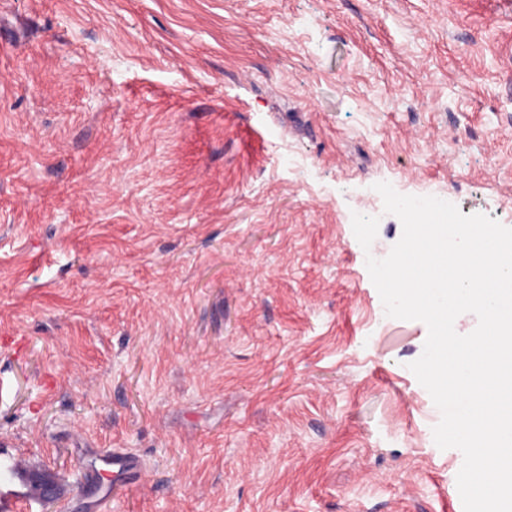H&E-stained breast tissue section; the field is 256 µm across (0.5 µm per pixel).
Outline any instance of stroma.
<instances>
[{
    "label": "stroma",
    "mask_w": 512,
    "mask_h": 512,
    "mask_svg": "<svg viewBox=\"0 0 512 512\" xmlns=\"http://www.w3.org/2000/svg\"><path fill=\"white\" fill-rule=\"evenodd\" d=\"M379 182L512 227V0H0V457L53 512H463ZM97 460L112 468L114 488L120 483L139 478L144 473V467L134 454L120 448H99ZM29 477L35 483L41 485V503H43L46 507L53 503L57 498V487L54 476L46 471L33 469L31 470Z\"/></svg>",
    "instance_id": "35a3bbf8"
}]
</instances>
